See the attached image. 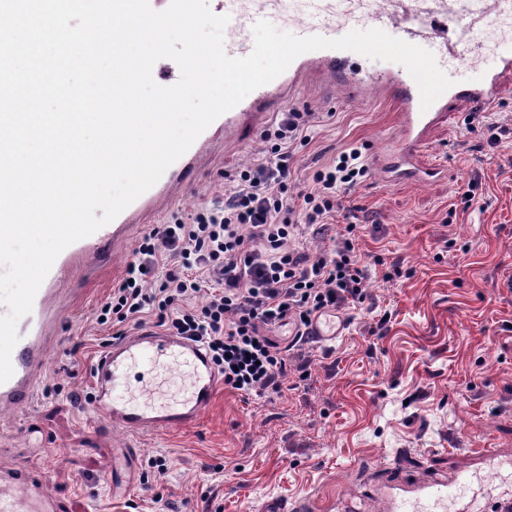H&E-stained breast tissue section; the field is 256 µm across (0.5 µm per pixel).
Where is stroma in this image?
I'll list each match as a JSON object with an SVG mask.
<instances>
[{"label":"stroma","mask_w":512,"mask_h":512,"mask_svg":"<svg viewBox=\"0 0 512 512\" xmlns=\"http://www.w3.org/2000/svg\"><path fill=\"white\" fill-rule=\"evenodd\" d=\"M287 110L314 115L311 141L295 150L289 195L342 151L360 150L368 167L343 201L367 216L358 235L373 267L351 325L332 343L310 341L306 376L289 369L281 393L217 390L183 429L112 426L93 406V366L114 336L139 324L99 323L98 309L143 237L223 198ZM395 112L383 98L302 84L276 111L216 135L184 190L114 225L110 252L63 273L33 399L0 414V462L39 472L64 512H263L271 499L342 512L345 501L363 508L376 492L436 474L478 469L498 483L512 462V142L492 146V130L449 106L423 155L445 165V176L386 185L372 163L398 141ZM127 448L138 451V482L116 496L112 456ZM488 448L498 470L488 467Z\"/></svg>","instance_id":"stroma-1"}]
</instances>
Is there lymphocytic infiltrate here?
<instances>
[{
	"mask_svg": "<svg viewBox=\"0 0 512 512\" xmlns=\"http://www.w3.org/2000/svg\"><path fill=\"white\" fill-rule=\"evenodd\" d=\"M311 119L308 112L283 113L266 155L240 172L223 203L199 210L191 223L163 224L146 235L102 315L123 322L156 310L159 325L206 346L225 388L282 392L288 352L268 329L293 321L294 342L304 343L318 314L356 308L369 276L357 255L355 221L333 232L329 249L313 254L291 245L301 230L329 231L344 191L366 172L358 150L341 153L313 173L309 191L290 198L289 162L294 145L308 143ZM169 259L178 261V271L157 279L160 262ZM206 280L207 305L190 306Z\"/></svg>",
	"mask_w": 512,
	"mask_h": 512,
	"instance_id": "1",
	"label": "lymphocytic infiltrate"
}]
</instances>
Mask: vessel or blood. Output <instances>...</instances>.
<instances>
[{"instance_id":"b4317fda","label":"vessel or blood","mask_w":512,"mask_h":512,"mask_svg":"<svg viewBox=\"0 0 512 512\" xmlns=\"http://www.w3.org/2000/svg\"><path fill=\"white\" fill-rule=\"evenodd\" d=\"M215 14L228 16L224 50L228 56H247L251 45L244 32L258 21L292 20L296 36L339 38L353 29L355 17L369 20L392 37L431 51L439 67L459 58L477 41L492 18L512 15V0H209ZM360 53L320 49L299 55L284 73L254 90L230 111L219 116L215 127L232 130L254 112H269L289 87L311 76L322 83L358 96L372 87L397 105L401 134L399 147L378 156L386 183H430L440 179L443 166L425 164L421 156L431 132L458 103L477 111L497 100L505 79L512 78V43L503 44L494 67L476 68L472 80L449 87L429 108H422L417 83L406 68L371 73L362 69ZM110 226L68 246L56 258L38 289L33 308L18 323L19 340L11 353L12 377L0 384V409L13 411L33 399L34 384L45 364L43 320L60 269L89 255L91 247H104L112 237ZM342 330L334 314L319 317L310 335L320 342L335 340ZM219 374L205 346L149 327L138 330L109 347L93 369L95 407L113 424L134 432H154L195 424L211 405ZM467 474L451 479L412 482L404 495L385 499L380 512H447ZM0 512H63L60 503L44 489L40 474L14 465L0 469Z\"/></svg>"}]
</instances>
